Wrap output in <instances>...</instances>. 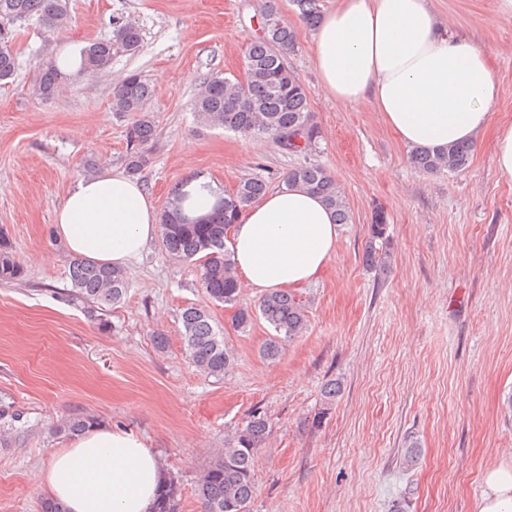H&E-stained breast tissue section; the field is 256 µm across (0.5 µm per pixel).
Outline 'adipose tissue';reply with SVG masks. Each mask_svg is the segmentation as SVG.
I'll return each instance as SVG.
<instances>
[{
  "instance_id": "adipose-tissue-1",
  "label": "adipose tissue",
  "mask_w": 512,
  "mask_h": 512,
  "mask_svg": "<svg viewBox=\"0 0 512 512\" xmlns=\"http://www.w3.org/2000/svg\"><path fill=\"white\" fill-rule=\"evenodd\" d=\"M325 97L345 107L370 102L410 147L430 151L474 143L499 96L486 54L449 36L429 0H338L312 35ZM182 208L210 215L221 197L201 176L186 177ZM143 183L121 169L79 178L55 214L54 232L75 258L125 268L159 233ZM339 226L320 197L300 187L267 194L233 224L227 246L242 287L256 294L315 280L336 251ZM163 480L158 458L132 432L95 425L55 451L41 476L69 512H150ZM472 512H512V466L485 469Z\"/></svg>"
}]
</instances>
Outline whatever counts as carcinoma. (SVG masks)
<instances>
[{"label":"carcinoma","instance_id":"obj_1","mask_svg":"<svg viewBox=\"0 0 512 512\" xmlns=\"http://www.w3.org/2000/svg\"><path fill=\"white\" fill-rule=\"evenodd\" d=\"M305 22L317 25L319 0H294ZM37 18L45 27L60 30L69 23L66 0H0V81L11 79L17 69L16 56L9 45L12 26L21 20ZM266 36L252 43L245 53L246 82L212 75L200 86L194 112L204 124H213L248 138L271 139L279 147L303 152L315 139V126L309 111L307 94L300 77L287 65L294 52L296 34L280 14L270 10L264 16ZM141 44L139 29L129 23L119 24L109 39L89 43L83 50V71L108 69L115 49L129 53ZM69 79L56 62L38 65L34 92L41 101H49ZM152 91L137 73L128 74L113 93L112 111L135 115L137 120L127 133V167L136 172L147 163L148 145L156 136L147 104ZM472 146L459 144L446 151L431 153L415 149L409 160L414 168L435 173L465 169ZM287 186H301L320 196L334 210L337 222L347 224L350 214L344 193L336 179L316 165H300L288 173ZM264 180L250 178L241 182L232 194H226L214 214L205 222H190L170 202L161 216V243L165 253L177 260L200 262V280L208 296L217 302L234 305L239 284L225 248V235L242 211L266 193ZM386 231L384 213L375 214L369 227L365 262L372 267L387 264L383 250ZM22 275V268L9 248L0 242V281L9 282ZM73 295L102 308L119 303L127 291L123 272L108 265L73 260L71 267ZM260 315L273 328L262 347V355L275 359L281 341L303 334L307 315L302 301L286 291L265 295L258 305ZM186 354L195 367L211 376H222L232 365L224 337L211 323L209 313L188 307L181 313ZM269 435L265 416L256 412L242 427L224 440V450L205 471L197 492L203 512H249L255 491L254 458ZM152 512H177V487L174 481L162 482Z\"/></svg>","mask_w":512,"mask_h":512}]
</instances>
